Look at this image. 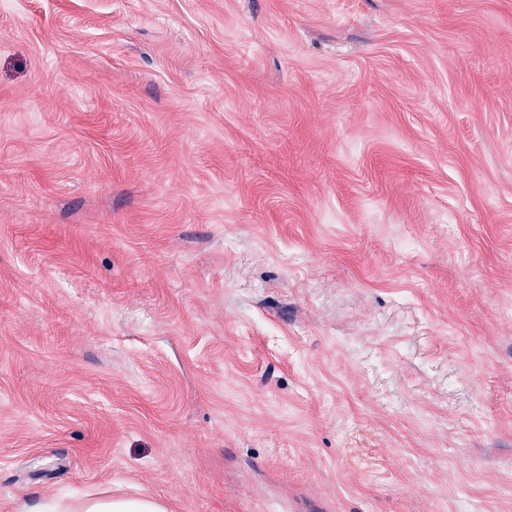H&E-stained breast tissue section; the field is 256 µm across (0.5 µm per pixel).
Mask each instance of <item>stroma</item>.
Instances as JSON below:
<instances>
[{
	"label": "stroma",
	"mask_w": 512,
	"mask_h": 512,
	"mask_svg": "<svg viewBox=\"0 0 512 512\" xmlns=\"http://www.w3.org/2000/svg\"><path fill=\"white\" fill-rule=\"evenodd\" d=\"M512 512V0H0V512ZM50 512H170L165 500L149 494L137 498L97 497L79 498L54 504Z\"/></svg>",
	"instance_id": "stroma-1"
}]
</instances>
